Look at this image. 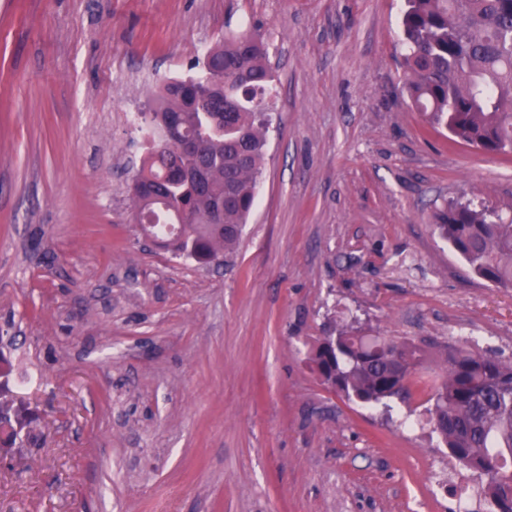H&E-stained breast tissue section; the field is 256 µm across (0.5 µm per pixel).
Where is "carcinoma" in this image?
Segmentation results:
<instances>
[{"mask_svg": "<svg viewBox=\"0 0 512 512\" xmlns=\"http://www.w3.org/2000/svg\"><path fill=\"white\" fill-rule=\"evenodd\" d=\"M403 81L416 111L452 140L512 151V0H406ZM273 79L260 37L244 30L206 54L202 74L168 79L141 113L151 133L133 211L155 243L210 263L236 245L252 210L267 144L264 93ZM198 143L197 158L180 142ZM435 230L482 279L512 287V220L493 207L450 204ZM446 376L429 409L450 456L487 478V512H512V361L445 348ZM425 351L345 326L321 338L312 362L329 388L362 404L409 390ZM24 415L0 399V447L20 439Z\"/></svg>", "mask_w": 512, "mask_h": 512, "instance_id": "obj_1", "label": "carcinoma"}]
</instances>
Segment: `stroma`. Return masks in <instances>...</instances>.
I'll return each instance as SVG.
<instances>
[{"label": "stroma", "instance_id": "stroma-1", "mask_svg": "<svg viewBox=\"0 0 512 512\" xmlns=\"http://www.w3.org/2000/svg\"><path fill=\"white\" fill-rule=\"evenodd\" d=\"M405 0H0V512H450L427 417L448 342L512 360V288L434 231L512 213V153L402 92ZM268 49L271 124L236 252L173 257L130 215L146 153L121 121L220 39ZM354 324L424 347L406 399L311 369ZM24 415L13 408L11 402L1 395L0 401V447H12L21 439L20 433L24 427Z\"/></svg>", "mask_w": 512, "mask_h": 512}]
</instances>
